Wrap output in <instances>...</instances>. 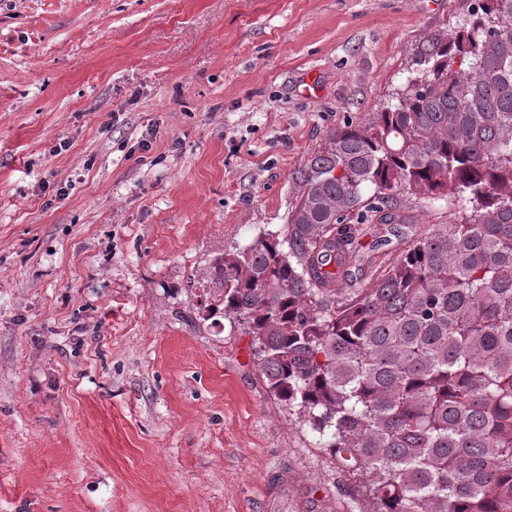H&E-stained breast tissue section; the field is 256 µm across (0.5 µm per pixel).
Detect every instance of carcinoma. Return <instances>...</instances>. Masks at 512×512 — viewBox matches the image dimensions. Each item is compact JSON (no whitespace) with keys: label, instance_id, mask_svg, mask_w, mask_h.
Returning <instances> with one entry per match:
<instances>
[{"label":"carcinoma","instance_id":"1","mask_svg":"<svg viewBox=\"0 0 512 512\" xmlns=\"http://www.w3.org/2000/svg\"><path fill=\"white\" fill-rule=\"evenodd\" d=\"M418 66L327 134L283 229L215 261L210 310L370 512H512V0H478ZM417 194L453 209L424 236L397 214ZM366 222L404 241L392 262L355 245Z\"/></svg>","mask_w":512,"mask_h":512}]
</instances>
